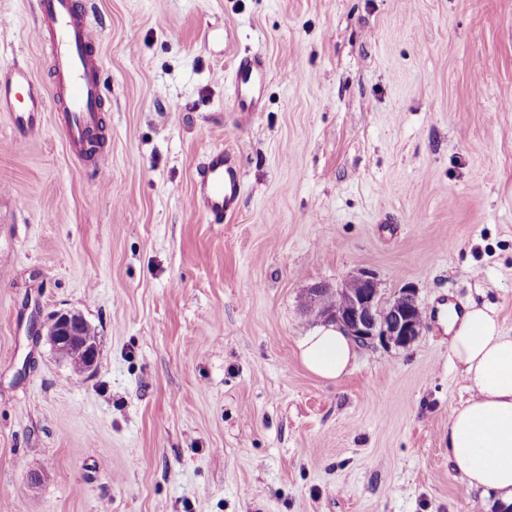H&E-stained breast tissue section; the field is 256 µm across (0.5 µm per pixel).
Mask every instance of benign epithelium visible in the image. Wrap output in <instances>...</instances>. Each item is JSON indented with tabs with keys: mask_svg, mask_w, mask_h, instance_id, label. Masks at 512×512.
Returning <instances> with one entry per match:
<instances>
[{
	"mask_svg": "<svg viewBox=\"0 0 512 512\" xmlns=\"http://www.w3.org/2000/svg\"><path fill=\"white\" fill-rule=\"evenodd\" d=\"M328 291L334 297L330 306L322 307L317 298ZM308 310L320 319L339 324L344 331L359 341L379 342L388 350L409 348L425 328L423 309L416 289L406 286L386 299L381 293L374 272L361 269L333 288L316 284L305 297ZM85 318L76 312H56L46 325V338L56 353L68 360L82 357L84 369L96 364L98 348L85 337Z\"/></svg>",
	"mask_w": 512,
	"mask_h": 512,
	"instance_id": "obj_1",
	"label": "benign epithelium"
}]
</instances>
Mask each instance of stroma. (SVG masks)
<instances>
[{
  "instance_id": "1",
  "label": "stroma",
  "mask_w": 512,
  "mask_h": 512,
  "mask_svg": "<svg viewBox=\"0 0 512 512\" xmlns=\"http://www.w3.org/2000/svg\"><path fill=\"white\" fill-rule=\"evenodd\" d=\"M88 3L104 176L56 113L26 137L0 112V512H495L448 462L470 392L442 315L512 335V0ZM34 15L0 0V70L49 90ZM216 149L244 180L220 224L193 202ZM361 269L417 288L425 329L317 377L305 293ZM58 311L94 371L43 336ZM260 70V56L257 52L242 58L237 65L235 74V82L237 87L239 88L241 85L249 86L251 80L256 76L261 78L259 72ZM85 318L76 312H55L46 325V338L56 353L69 360L71 372L80 375L83 372L82 357L84 361V369L90 370L96 364L98 357V348L90 343L85 337L84 327Z\"/></svg>"
}]
</instances>
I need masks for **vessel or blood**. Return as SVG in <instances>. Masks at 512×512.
<instances>
[{
    "instance_id": "b4317fda",
    "label": "vessel or blood",
    "mask_w": 512,
    "mask_h": 512,
    "mask_svg": "<svg viewBox=\"0 0 512 512\" xmlns=\"http://www.w3.org/2000/svg\"><path fill=\"white\" fill-rule=\"evenodd\" d=\"M38 20L32 35L50 44L54 52L55 87H38L28 63H15L0 74V112L10 113L23 135L41 129V115L54 112L73 152H89V140L100 125L105 85L95 68L97 40L85 21L84 0H36ZM261 69L259 54L242 58L235 74L237 85H250ZM244 188L243 175L232 156L213 151L203 164L195 203L215 221H223Z\"/></svg>"
}]
</instances>
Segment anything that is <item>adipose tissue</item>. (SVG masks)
Segmentation results:
<instances>
[{
  "instance_id": "1",
  "label": "adipose tissue",
  "mask_w": 512,
  "mask_h": 512,
  "mask_svg": "<svg viewBox=\"0 0 512 512\" xmlns=\"http://www.w3.org/2000/svg\"><path fill=\"white\" fill-rule=\"evenodd\" d=\"M448 359L468 384L469 398L448 418V460L469 488L512 512V336L488 305L448 310ZM302 365L338 380L357 358V343L338 325H316L297 341Z\"/></svg>"
}]
</instances>
